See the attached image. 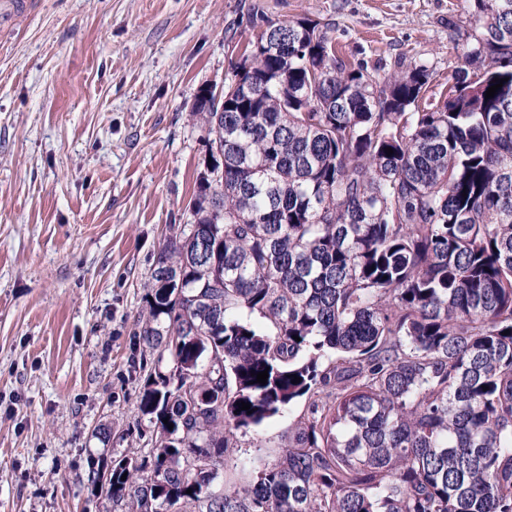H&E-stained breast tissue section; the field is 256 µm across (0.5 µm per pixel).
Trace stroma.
<instances>
[{"instance_id": "stroma-1", "label": "stroma", "mask_w": 512, "mask_h": 512, "mask_svg": "<svg viewBox=\"0 0 512 512\" xmlns=\"http://www.w3.org/2000/svg\"><path fill=\"white\" fill-rule=\"evenodd\" d=\"M332 23L342 56L407 55L440 97L465 0H36L0 31V512H112L91 462L139 421L134 318L208 154L191 113L256 35ZM306 401L237 431L216 488L275 464Z\"/></svg>"}]
</instances>
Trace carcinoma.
<instances>
[{
	"instance_id": "obj_1",
	"label": "carcinoma",
	"mask_w": 512,
	"mask_h": 512,
	"mask_svg": "<svg viewBox=\"0 0 512 512\" xmlns=\"http://www.w3.org/2000/svg\"><path fill=\"white\" fill-rule=\"evenodd\" d=\"M466 2L437 102L413 58L251 20L224 109L192 108L224 180L197 176L133 331L148 447L89 471L113 512H512V0ZM303 397L278 462L212 490L230 434Z\"/></svg>"
}]
</instances>
